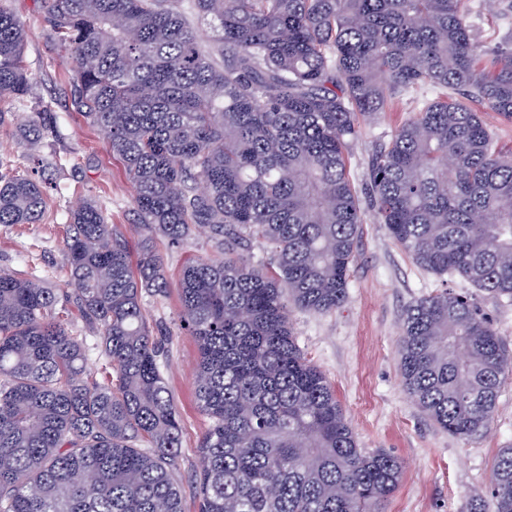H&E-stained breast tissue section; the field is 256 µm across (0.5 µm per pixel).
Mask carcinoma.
Masks as SVG:
<instances>
[{"mask_svg":"<svg viewBox=\"0 0 512 512\" xmlns=\"http://www.w3.org/2000/svg\"><path fill=\"white\" fill-rule=\"evenodd\" d=\"M42 2L75 108L134 186L140 238L86 199L66 241L71 293L0 271V512H182L181 424L144 301L169 289L156 239L198 229L216 255L183 266L178 315L209 420L198 512H382L402 462L358 448L288 305L347 300L362 208L346 147L359 118L420 89L435 96L374 155L370 205L416 264L512 301V155L469 105L512 121V39L477 42L468 0H194L209 42L169 0ZM24 42L0 5L1 102L28 93ZM52 118L33 113L30 143ZM45 199L0 161V224L38 223ZM254 242L267 265L245 257ZM68 304L115 380L85 373ZM398 353L403 391L435 425L461 439L487 428L512 352L468 295L410 305ZM488 494L512 512V446Z\"/></svg>","mask_w":512,"mask_h":512,"instance_id":"obj_1","label":"carcinoma"}]
</instances>
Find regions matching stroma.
<instances>
[{
  "label": "stroma",
  "mask_w": 512,
  "mask_h": 512,
  "mask_svg": "<svg viewBox=\"0 0 512 512\" xmlns=\"http://www.w3.org/2000/svg\"><path fill=\"white\" fill-rule=\"evenodd\" d=\"M0 3L24 26V57L31 78L23 103L13 105L10 122L0 126V159L25 174L39 155L53 153L64 163L53 174L63 193L48 194L40 223L0 225V269L21 278L46 276L53 287L65 292L69 289L65 203L95 200L108 223L125 231L137 221L134 189L104 135L90 128L72 105L73 73L40 0ZM469 9L473 33L481 44L495 45L512 32V0H469ZM419 101L415 95L395 111L362 120L359 137L346 150L347 173L360 199L369 196L373 153L415 115ZM44 103L50 105L57 123L33 146L20 129ZM159 249L171 287L166 298L146 299L145 310L167 351L164 376L181 419L183 512H197L191 476L200 465L198 445L208 421L196 404L197 349L179 327L177 285L186 260L211 256L213 248L207 233L199 230L183 245L163 241ZM442 290L470 293L512 351V302L490 299L460 277L438 276L418 267L369 208L359 227L343 306L329 314L290 311L300 347L333 385L359 448L384 449L403 462L399 485L385 512H466L472 496L487 493L498 450L512 446V380L504 385L489 426L466 440L439 429L402 389L397 343L404 312L415 300Z\"/></svg>",
  "instance_id": "1"
}]
</instances>
